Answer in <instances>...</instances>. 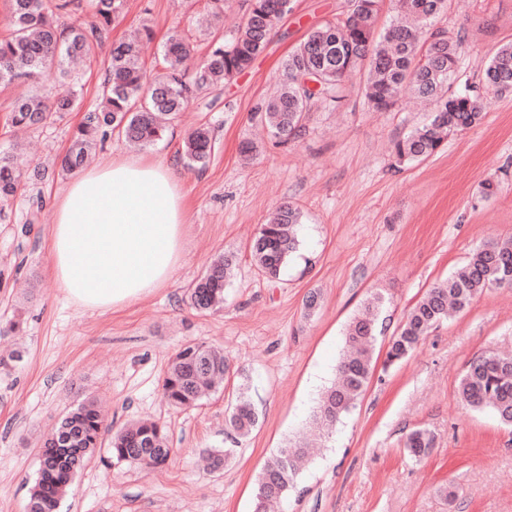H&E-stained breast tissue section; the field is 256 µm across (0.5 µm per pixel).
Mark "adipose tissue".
<instances>
[{
    "label": "adipose tissue",
    "instance_id": "1",
    "mask_svg": "<svg viewBox=\"0 0 512 512\" xmlns=\"http://www.w3.org/2000/svg\"><path fill=\"white\" fill-rule=\"evenodd\" d=\"M186 218L182 183L161 163L127 157L86 170L57 203L52 274L82 307L136 302L176 274Z\"/></svg>",
    "mask_w": 512,
    "mask_h": 512
}]
</instances>
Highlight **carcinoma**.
Here are the masks:
<instances>
[{
	"mask_svg": "<svg viewBox=\"0 0 512 512\" xmlns=\"http://www.w3.org/2000/svg\"><path fill=\"white\" fill-rule=\"evenodd\" d=\"M123 2L96 0V24L86 28L73 23L61 28L56 16L76 11L79 0H9L12 32L10 37L0 39V84H28L52 68L59 76H67L71 61L89 58L103 45ZM247 2L237 32L228 40L213 38L191 73L183 63L195 47L177 30L167 37L163 70L152 79L146 78L137 41L113 44L101 102L76 127L61 168H78L97 141L115 130L133 145H154L192 98L217 91L251 69L291 13L293 0ZM381 2L348 0L342 16L312 26L288 54L277 89L253 114L271 130L277 144L301 138L312 109L340 106L348 97L350 77L361 70L366 71L364 99L374 112L394 110L406 89L434 106L427 123L394 142L393 155L399 163L435 155L449 134L481 120L488 95L512 94V43L498 47L484 62L483 89L469 86L460 91L454 84L466 36L460 32L450 35L434 27L435 20L447 12L448 0H395L392 20L378 35L375 21ZM74 109L72 97L51 101L26 92L16 98L8 122L14 129H27L42 122L49 112L63 114ZM214 148L209 128L187 133L182 152L184 167L205 165ZM20 186L14 156L0 151V202L15 196ZM298 224L299 211L283 203L259 226L250 252L254 266L268 280L279 279L298 251ZM230 276V260L222 255L215 258L190 288V305L206 310L222 303ZM492 286H512V246L497 242L479 248L451 277L431 286L392 337L384 365L404 360L430 329L447 320L450 313L464 310ZM381 306L382 298H373L349 324L345 335L347 354L337 369L336 383L321 398L315 415L317 425L338 421L368 386L376 366L374 348ZM225 371L223 356L209 346L188 342L175 354L163 377V394L176 407L193 406L220 389ZM458 394L472 409L489 410L503 424L512 425V356L486 351L475 358L459 382ZM255 423L251 400L247 392L241 391L231 425L243 437ZM107 432L109 425L95 402L84 401L69 412L54 435L71 452L56 446L57 439L45 440L26 512H57L73 478L100 457L101 438ZM432 446L433 437L423 429L412 431L406 440V448L415 456ZM109 452L110 458L118 462L152 469L168 461L171 448L161 424L143 421L113 434ZM303 457V449L285 448L268 462L255 493L254 512H265L269 499L286 494Z\"/></svg>",
	"mask_w": 512,
	"mask_h": 512,
	"instance_id": "carcinoma-1",
	"label": "carcinoma"
}]
</instances>
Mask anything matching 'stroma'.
<instances>
[{
    "instance_id": "1",
    "label": "stroma",
    "mask_w": 512,
    "mask_h": 512,
    "mask_svg": "<svg viewBox=\"0 0 512 512\" xmlns=\"http://www.w3.org/2000/svg\"><path fill=\"white\" fill-rule=\"evenodd\" d=\"M207 0H124L109 40L147 25L141 44L148 73L160 68L161 45L174 29L201 42L197 17ZM345 0H295L291 14L251 70L201 94L163 141L141 150L118 133L99 144L93 165L144 156L171 166L187 199L181 266L171 282L120 308L92 310L55 283L47 253L56 205L71 177L59 159L84 111L102 93L107 47L85 68L42 81L50 98L78 96V111L48 114L16 133L8 115L18 85H0V151L21 144L39 175L0 209V512H25L38 450L77 401L99 399L113 429L149 418L167 427L168 463L145 471L91 463L59 512H252L267 461L280 449L304 447L307 461L280 512H512V428L490 411L467 407L458 384L487 350L512 352V288L492 287L419 341L412 354L376 370L369 387L329 436L311 431V415L336 375L348 324L379 293L386 299V350L403 316L434 283L448 278L476 249L512 239V96L492 97L476 126L449 136L439 153L396 170L390 147L421 124L426 111L403 94L392 112L368 111L362 75L349 82L343 106L313 109L305 134L277 145L254 119L277 86L281 64L315 24L336 19ZM437 27L465 30L461 85H480V64L512 41V0H448ZM207 124L215 150L201 169L182 167V141ZM258 153L244 160L242 143ZM493 182L494 195L483 193ZM43 207L30 213L28 197ZM302 214L300 247L271 282L252 265L249 243L281 203ZM232 258L234 276L220 309L198 311L191 284L217 254ZM314 309H306L309 297ZM23 332L7 331L14 313ZM218 349L229 367L224 390L178 409L162 394L172 355L186 342ZM258 412L238 441L229 416L239 390ZM428 429L434 446L411 458L405 442ZM209 448L231 449L221 470L201 462ZM462 491L455 502L446 482Z\"/></svg>"
}]
</instances>
